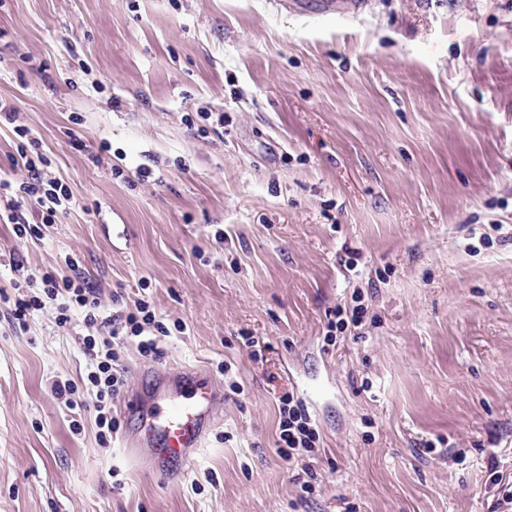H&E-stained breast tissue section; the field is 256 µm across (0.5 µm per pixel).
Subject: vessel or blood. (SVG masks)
Listing matches in <instances>:
<instances>
[{"instance_id": "1", "label": "vessel or blood", "mask_w": 512, "mask_h": 512, "mask_svg": "<svg viewBox=\"0 0 512 512\" xmlns=\"http://www.w3.org/2000/svg\"><path fill=\"white\" fill-rule=\"evenodd\" d=\"M191 391L194 402L184 405V391ZM217 391L198 371L188 370L157 390L139 407L140 432L130 438L129 453L154 472L176 477L203 445Z\"/></svg>"}]
</instances>
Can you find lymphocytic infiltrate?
Here are the masks:
<instances>
[{
  "instance_id": "obj_1",
  "label": "lymphocytic infiltrate",
  "mask_w": 512,
  "mask_h": 512,
  "mask_svg": "<svg viewBox=\"0 0 512 512\" xmlns=\"http://www.w3.org/2000/svg\"><path fill=\"white\" fill-rule=\"evenodd\" d=\"M0 119L13 125L18 139L13 163L28 172L27 178L18 184L0 182V206L4 207L18 237L41 236L42 225L55 223L71 209L72 195L62 182L46 178L43 167L48 158L41 153L38 140L27 127L17 125L13 110L2 102ZM32 202L41 208V222L37 225L29 223L24 215ZM24 280L32 292L14 302L12 317L18 325H25L28 317L41 311L45 300L50 299L58 304L57 326H66L78 316L89 328V335L81 339L82 350L89 360L85 381L96 391L94 408L99 441L110 444L119 429L112 413V401L124 385L116 365L126 341H136L141 356L152 358L159 352L160 340L170 336L172 331H183V324L167 326L145 298L139 300L135 310L106 313L98 288L90 284L74 261L70 262L66 276L30 271ZM278 411L279 452L290 458L300 450L313 451L320 436L302 402L293 394H284L279 399Z\"/></svg>"
}]
</instances>
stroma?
Returning a JSON list of instances; mask_svg holds the SVG:
<instances>
[{
  "label": "stroma",
  "mask_w": 512,
  "mask_h": 512,
  "mask_svg": "<svg viewBox=\"0 0 512 512\" xmlns=\"http://www.w3.org/2000/svg\"><path fill=\"white\" fill-rule=\"evenodd\" d=\"M320 2L0 0V99L75 201L39 238L0 219V512H512V0ZM71 257L105 308L186 325L127 344L105 447L82 320L11 317L19 268ZM193 369L215 419L169 481L123 405ZM287 392L307 459L277 452ZM358 305L353 307L351 310L343 307H337L334 316L336 320L329 319L327 329L329 335L328 338L332 341L333 337L336 338V332L343 333L349 328L350 325L358 326L361 323V314L364 309ZM278 451L291 459L294 452H312L320 440L316 425L312 422L302 402L293 394L279 398Z\"/></svg>",
  "instance_id": "1"
}]
</instances>
